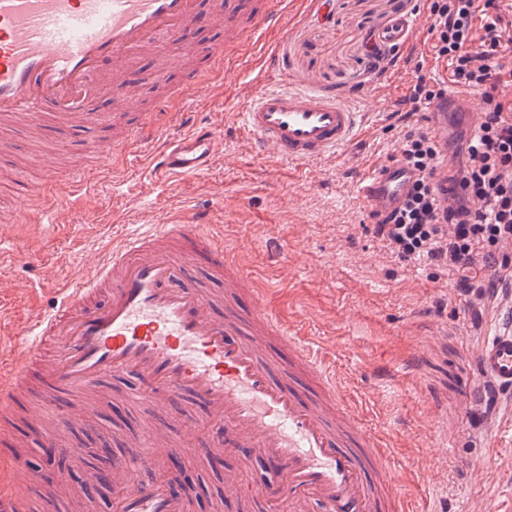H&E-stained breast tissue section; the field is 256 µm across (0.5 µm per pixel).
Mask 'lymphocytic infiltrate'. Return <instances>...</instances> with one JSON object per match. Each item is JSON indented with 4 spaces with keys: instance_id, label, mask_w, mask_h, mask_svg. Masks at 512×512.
Wrapping results in <instances>:
<instances>
[{
    "instance_id": "obj_1",
    "label": "lymphocytic infiltrate",
    "mask_w": 512,
    "mask_h": 512,
    "mask_svg": "<svg viewBox=\"0 0 512 512\" xmlns=\"http://www.w3.org/2000/svg\"><path fill=\"white\" fill-rule=\"evenodd\" d=\"M503 0H430L429 32L437 58L449 63L450 80L481 97L482 112L455 177L457 189L441 207L432 177L439 147L422 113L442 98L440 84L414 69L406 121L394 158L417 174L405 201L374 211L371 231L395 259H425L458 274V286L476 299L493 294L495 282L481 272L491 267L512 278V29L504 22Z\"/></svg>"
}]
</instances>
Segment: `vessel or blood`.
Returning a JSON list of instances; mask_svg holds the SVG:
<instances>
[{
    "instance_id": "obj_1",
    "label": "vessel or blood",
    "mask_w": 512,
    "mask_h": 512,
    "mask_svg": "<svg viewBox=\"0 0 512 512\" xmlns=\"http://www.w3.org/2000/svg\"><path fill=\"white\" fill-rule=\"evenodd\" d=\"M295 0H225L220 45L200 80L223 81L227 70L258 46L260 32L285 30ZM198 0H0V125L36 121L43 113L63 124L96 126L90 107L99 76L162 45L194 41ZM414 18L396 16L379 31L385 45L410 47ZM191 83L173 88L174 112H140L123 139L98 138L86 148L96 159L131 166L151 132L153 172L164 178L209 170L224 130L185 110ZM430 127L447 152L455 122L473 123L472 96L458 90L429 106ZM256 151L305 164L346 147L363 115L328 92L261 91L244 113ZM412 172L394 161L375 163L359 183L377 208L402 200ZM96 187L91 174L48 172L43 195L54 203L79 199ZM36 267L33 251L0 246V265ZM47 362H40L43 350ZM487 389L512 402V319L499 323L476 352ZM108 381L131 384L157 410L175 394L191 395L202 418L175 431L145 425L135 456L113 478L87 475L82 512H95L93 489L112 482V512H195L193 486L178 487L175 460L232 454L242 448L264 458L274 483L256 488L225 474L224 487L245 500L272 501L277 512H406L386 452L385 435L368 428L320 351L297 324L269 305L240 258L227 250L206 214L186 212L113 235L92 266L72 265L51 314L38 315L14 344L0 341V512H32L47 493L37 481L19 486L21 460L10 422L18 400L35 413L55 414L41 430L42 447L82 454L64 440L62 396L87 394Z\"/></svg>"
}]
</instances>
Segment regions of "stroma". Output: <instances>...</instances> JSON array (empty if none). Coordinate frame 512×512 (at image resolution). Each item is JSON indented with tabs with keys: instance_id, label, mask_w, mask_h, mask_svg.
<instances>
[{
	"instance_id": "1",
	"label": "stroma",
	"mask_w": 512,
	"mask_h": 512,
	"mask_svg": "<svg viewBox=\"0 0 512 512\" xmlns=\"http://www.w3.org/2000/svg\"><path fill=\"white\" fill-rule=\"evenodd\" d=\"M399 13L416 19L418 40L405 52L385 51L380 66L372 67L365 42ZM429 26L423 0H331L326 14L298 13L284 32L260 39L282 69H261L254 56L225 74L223 85L202 87L194 96L192 111L229 130L211 170L161 182L143 165L117 171L104 165L96 194L57 205L52 224L39 223L34 212L43 173L87 169L93 158L40 124L0 134V195L12 194L16 158L32 161L28 195L15 200L9 223H0V240L47 258L36 273L0 267V322L12 331L29 313L46 312L67 262L89 260L114 226L153 224L176 210L205 212L271 301L323 348L367 423L390 437L391 467L415 512H512V417L502 412L491 426L477 428L469 399L480 382L475 352L505 311L504 292L512 283L499 282L501 297L475 301L456 288L455 274L423 260L399 262L364 229L370 207L359 179L397 145L413 70L446 79L444 63L431 51ZM281 84L356 93L366 122L342 151L301 170L257 152L242 114L251 96ZM166 94L141 79L124 97L105 85L97 106L148 112ZM275 240L287 264L272 261ZM100 394L93 412L73 407V433L92 427L126 442L128 424L159 416L138 402L127 406L125 420L115 419L108 388ZM184 464L202 478L196 512H242L237 500H225L224 482L205 460L191 456Z\"/></svg>"
}]
</instances>
